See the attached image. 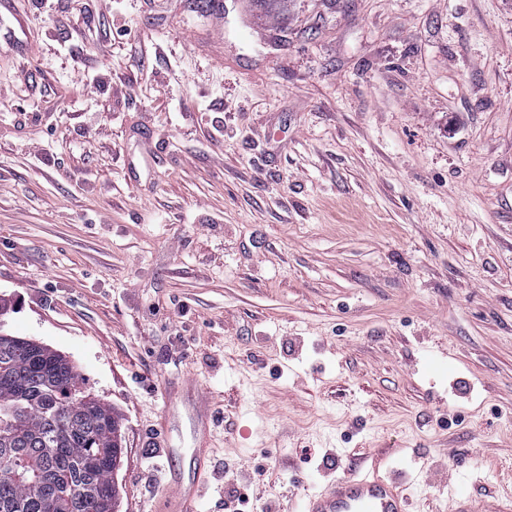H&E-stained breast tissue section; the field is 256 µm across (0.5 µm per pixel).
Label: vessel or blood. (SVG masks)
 <instances>
[{
	"mask_svg": "<svg viewBox=\"0 0 512 512\" xmlns=\"http://www.w3.org/2000/svg\"><path fill=\"white\" fill-rule=\"evenodd\" d=\"M207 459V448L192 449L191 474L173 472V493L159 501L160 512H197ZM302 512H409V498L398 474L357 469L308 494Z\"/></svg>",
	"mask_w": 512,
	"mask_h": 512,
	"instance_id": "vessel-or-blood-1",
	"label": "vessel or blood"
}]
</instances>
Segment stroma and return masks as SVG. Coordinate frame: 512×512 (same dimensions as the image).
Wrapping results in <instances>:
<instances>
[{"instance_id":"1","label":"stroma","mask_w":512,"mask_h":512,"mask_svg":"<svg viewBox=\"0 0 512 512\" xmlns=\"http://www.w3.org/2000/svg\"><path fill=\"white\" fill-rule=\"evenodd\" d=\"M85 2L0 13V327L119 415V512L188 385L200 512L374 465L512 512V0ZM214 410L211 401L203 392L197 395L193 403V416L198 429L205 433L210 426Z\"/></svg>"}]
</instances>
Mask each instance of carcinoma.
Wrapping results in <instances>:
<instances>
[{
  "mask_svg": "<svg viewBox=\"0 0 512 512\" xmlns=\"http://www.w3.org/2000/svg\"><path fill=\"white\" fill-rule=\"evenodd\" d=\"M76 365L0 332V512H115L119 416Z\"/></svg>",
  "mask_w": 512,
  "mask_h": 512,
  "instance_id": "obj_1",
  "label": "carcinoma"
}]
</instances>
